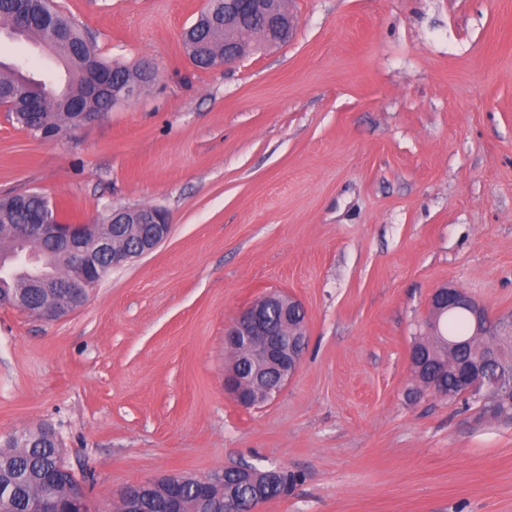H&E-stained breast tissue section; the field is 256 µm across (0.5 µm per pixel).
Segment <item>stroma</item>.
I'll list each match as a JSON object with an SVG mask.
<instances>
[{
	"label": "stroma",
	"instance_id": "35a3bbf8",
	"mask_svg": "<svg viewBox=\"0 0 512 512\" xmlns=\"http://www.w3.org/2000/svg\"><path fill=\"white\" fill-rule=\"evenodd\" d=\"M107 62L157 77L39 138L0 112V197L70 221L167 211L171 234L69 315L0 307V439L51 425L94 512L127 485L281 468L255 512H512V425L423 392L436 288L512 311V0H288L284 44L226 66L181 39L207 0H56ZM37 80L63 68L0 36ZM299 300L298 374L250 409L224 328Z\"/></svg>",
	"mask_w": 512,
	"mask_h": 512
}]
</instances>
